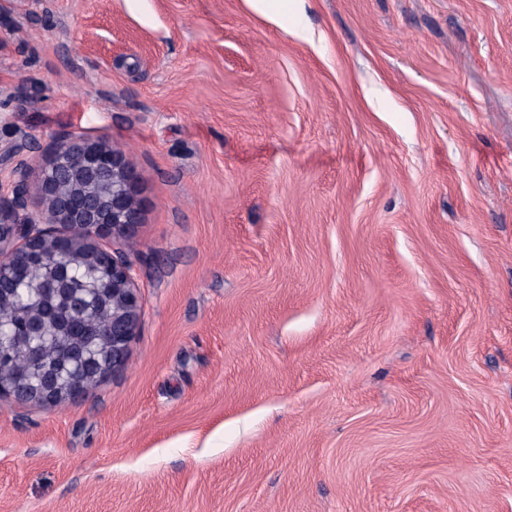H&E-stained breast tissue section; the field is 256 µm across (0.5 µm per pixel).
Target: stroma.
Listing matches in <instances>:
<instances>
[{
  "label": "stroma",
  "mask_w": 512,
  "mask_h": 512,
  "mask_svg": "<svg viewBox=\"0 0 512 512\" xmlns=\"http://www.w3.org/2000/svg\"><path fill=\"white\" fill-rule=\"evenodd\" d=\"M79 136L140 332L0 399V512H512V0H0V154Z\"/></svg>",
  "instance_id": "1"
}]
</instances>
